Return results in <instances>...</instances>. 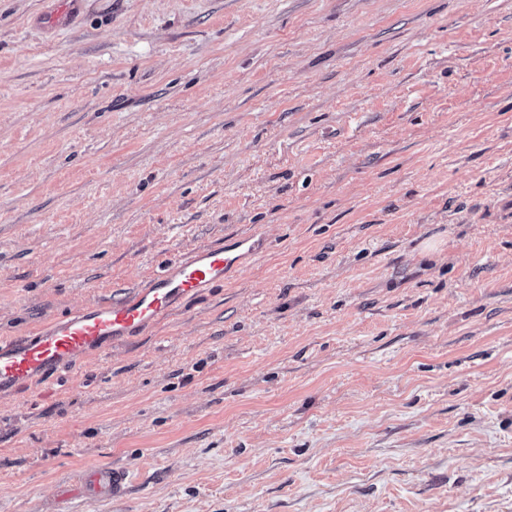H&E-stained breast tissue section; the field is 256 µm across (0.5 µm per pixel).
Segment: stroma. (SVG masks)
I'll use <instances>...</instances> for the list:
<instances>
[{"label":"stroma","instance_id":"1","mask_svg":"<svg viewBox=\"0 0 512 512\" xmlns=\"http://www.w3.org/2000/svg\"><path fill=\"white\" fill-rule=\"evenodd\" d=\"M239 235L0 395V512H512V0H0V338ZM260 242L243 235L174 254L158 275L118 300L87 305L30 336L1 340L0 394L71 371L83 357L108 353L112 344L158 324L183 301L224 283L229 271L262 250ZM121 473L106 467H91L85 470L76 481V489L91 503L112 498V494L122 483Z\"/></svg>","mask_w":512,"mask_h":512}]
</instances>
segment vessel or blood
<instances>
[{
  "label": "vessel or blood",
  "mask_w": 512,
  "mask_h": 512,
  "mask_svg": "<svg viewBox=\"0 0 512 512\" xmlns=\"http://www.w3.org/2000/svg\"><path fill=\"white\" fill-rule=\"evenodd\" d=\"M262 249L243 235L169 258L143 286L108 303L90 304L42 325L35 333L0 341V394L71 371L85 357L108 353L113 344L169 317L183 301L223 283L227 273ZM123 481L106 467L85 470L76 481L89 502L111 498Z\"/></svg>",
  "instance_id": "obj_1"
}]
</instances>
